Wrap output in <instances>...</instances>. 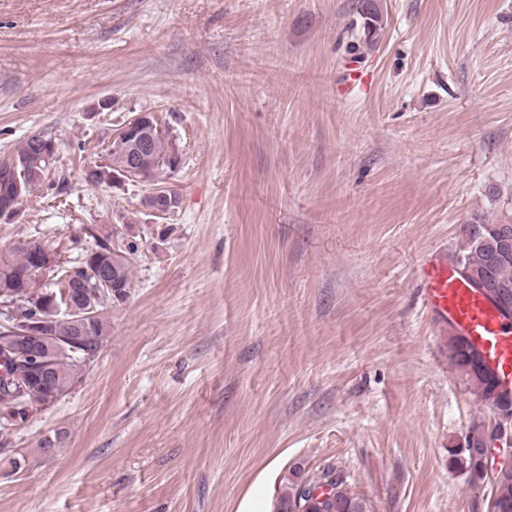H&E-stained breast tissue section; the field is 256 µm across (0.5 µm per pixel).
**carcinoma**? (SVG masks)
<instances>
[{
    "label": "carcinoma",
    "instance_id": "1",
    "mask_svg": "<svg viewBox=\"0 0 512 512\" xmlns=\"http://www.w3.org/2000/svg\"><path fill=\"white\" fill-rule=\"evenodd\" d=\"M360 18L359 33L365 42L376 41L383 29L381 8L373 0H357ZM143 128L151 133L144 147V157L139 181L152 184L164 175H171L181 167V154L175 139L159 126L152 112L140 117ZM46 136H31L15 150L0 160V208L14 202L10 192L26 196L41 185L51 174L54 161L47 157ZM148 207L167 215L179 207V194L168 188H158L155 195L145 198ZM494 224L477 221L464 226L466 241L455 256V262L476 284L482 286L487 297L501 310L512 309V249L495 251L493 248ZM138 244L133 241L114 245L109 241L99 243L86 251L81 260L63 267L52 261L48 270L51 280L37 291L28 288L30 281L39 278L47 257L55 255L50 247L38 239L15 243L10 255L0 260V301H9L20 319L36 322L56 316V310L66 307L71 300L73 323L61 327L56 349L44 354L35 339L18 337L11 329L0 325V357H8L9 381L0 376V435L11 428L26 423L33 415L67 395L79 379L78 360L85 353L94 355L107 334V324L98 316H85L89 301L79 295H65L77 280L91 288L97 274L105 271L112 287L110 306L125 302L132 288L133 259ZM81 327L80 345L65 340L72 324ZM448 355L452 365L476 390L480 401L503 421L512 418V394L501 392L493 377L485 369L479 351L456 335L448 337ZM491 426L477 422L465 436L464 444L450 449L448 464L467 473L468 482L475 488L490 490L487 512H512V466L489 473L483 449L490 437ZM279 512H366L364 501L351 494L341 472L328 468L320 474L300 481L285 494Z\"/></svg>",
    "mask_w": 512,
    "mask_h": 512
}]
</instances>
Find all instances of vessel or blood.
I'll return each mask as SVG.
<instances>
[{
    "instance_id": "b4317fda",
    "label": "vessel or blood",
    "mask_w": 512,
    "mask_h": 512,
    "mask_svg": "<svg viewBox=\"0 0 512 512\" xmlns=\"http://www.w3.org/2000/svg\"><path fill=\"white\" fill-rule=\"evenodd\" d=\"M419 276L423 305L435 328L465 338L498 382L512 389V317L504 316L446 255L426 261Z\"/></svg>"
}]
</instances>
